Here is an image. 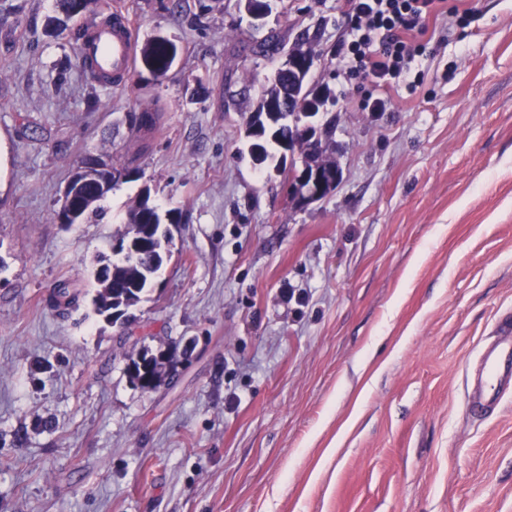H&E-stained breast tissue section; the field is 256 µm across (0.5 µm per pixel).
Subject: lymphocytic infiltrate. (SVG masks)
I'll return each mask as SVG.
<instances>
[{
  "instance_id": "1",
  "label": "lymphocytic infiltrate",
  "mask_w": 512,
  "mask_h": 512,
  "mask_svg": "<svg viewBox=\"0 0 512 512\" xmlns=\"http://www.w3.org/2000/svg\"><path fill=\"white\" fill-rule=\"evenodd\" d=\"M443 13L444 0H345L347 36L337 62L348 79L385 91L415 89L411 75L425 52L427 22Z\"/></svg>"
}]
</instances>
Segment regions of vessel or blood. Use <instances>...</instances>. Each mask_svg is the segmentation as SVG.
<instances>
[{"mask_svg":"<svg viewBox=\"0 0 512 512\" xmlns=\"http://www.w3.org/2000/svg\"><path fill=\"white\" fill-rule=\"evenodd\" d=\"M135 44L131 21L116 10L111 22L90 24L83 54L93 60L102 81L120 86L129 78ZM509 360H512V336L494 341L481 353L470 380V399L475 407L491 408L505 375L504 364Z\"/></svg>","mask_w":512,"mask_h":512,"instance_id":"b4317fda","label":"vessel or blood"}]
</instances>
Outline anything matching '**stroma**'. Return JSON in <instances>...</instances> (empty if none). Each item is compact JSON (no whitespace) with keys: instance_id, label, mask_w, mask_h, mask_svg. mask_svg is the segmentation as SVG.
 Listing matches in <instances>:
<instances>
[{"instance_id":"stroma-1","label":"stroma","mask_w":512,"mask_h":512,"mask_svg":"<svg viewBox=\"0 0 512 512\" xmlns=\"http://www.w3.org/2000/svg\"><path fill=\"white\" fill-rule=\"evenodd\" d=\"M447 4L468 25L430 20L422 84L370 112L333 55L344 0H274L262 27L242 0H99L178 47L120 87L87 84L58 0H0V512H512V391L482 416L466 391L512 315V0ZM273 31L335 96L342 179L305 208L247 154L284 56L244 49ZM125 155L140 179L59 224L76 168ZM146 185L181 222L112 324L93 272ZM161 346L175 372L143 392L128 359ZM81 294L82 289L77 281L62 280L57 284L49 301L61 314H65L78 305Z\"/></svg>"}]
</instances>
